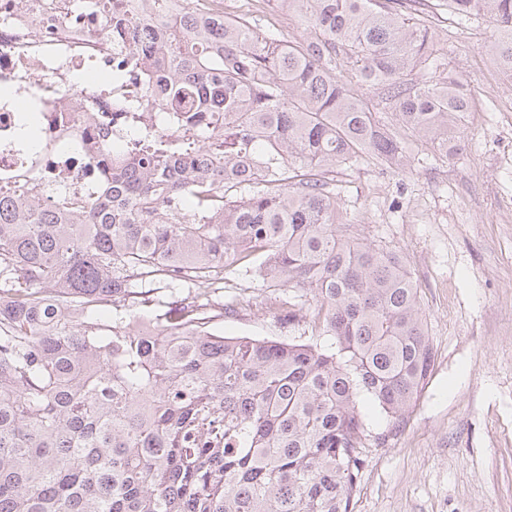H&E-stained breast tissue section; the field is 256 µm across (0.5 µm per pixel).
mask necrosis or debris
<instances>
[{"instance_id": "1", "label": "necrosis or debris", "mask_w": 512, "mask_h": 512, "mask_svg": "<svg viewBox=\"0 0 512 512\" xmlns=\"http://www.w3.org/2000/svg\"><path fill=\"white\" fill-rule=\"evenodd\" d=\"M113 53L111 29L96 9L76 12L71 0L55 9L44 0H0V84L42 112L47 140L30 151L20 137L26 113L0 100V180L16 181L29 168L44 188L63 185L74 196L92 195L102 175L99 163L64 148L82 145L94 130L111 144L124 137L123 128L98 118L112 110L107 92L79 79L111 67ZM85 97L97 99L98 112L76 108Z\"/></svg>"}]
</instances>
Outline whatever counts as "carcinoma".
Segmentation results:
<instances>
[{"label": "carcinoma", "mask_w": 512, "mask_h": 512, "mask_svg": "<svg viewBox=\"0 0 512 512\" xmlns=\"http://www.w3.org/2000/svg\"><path fill=\"white\" fill-rule=\"evenodd\" d=\"M97 2L116 52L139 37L126 55L165 84L127 103L156 120L122 151L85 143L108 165L95 198L0 185V512H352L361 449L406 428L435 354L410 270L353 235L330 173L408 169L406 132L453 155L467 89L404 79L435 48L404 0H281L295 41L195 0ZM448 10L490 24L483 49L512 71V0ZM243 272L333 346L204 330ZM158 275L191 292L145 317Z\"/></svg>", "instance_id": "carcinoma-1"}]
</instances>
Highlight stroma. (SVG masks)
<instances>
[{
	"mask_svg": "<svg viewBox=\"0 0 512 512\" xmlns=\"http://www.w3.org/2000/svg\"><path fill=\"white\" fill-rule=\"evenodd\" d=\"M417 12L436 51L407 81L453 75L473 105L452 157L412 135L410 171L365 157L334 175L355 233L410 269L435 352L406 429L363 449L353 512H512V122L498 110L512 83L481 51L493 33L483 19L457 18L442 0ZM269 294L259 277L230 276L209 331L310 342L308 324L280 321Z\"/></svg>",
	"mask_w": 512,
	"mask_h": 512,
	"instance_id": "stroma-1",
	"label": "stroma"
}]
</instances>
